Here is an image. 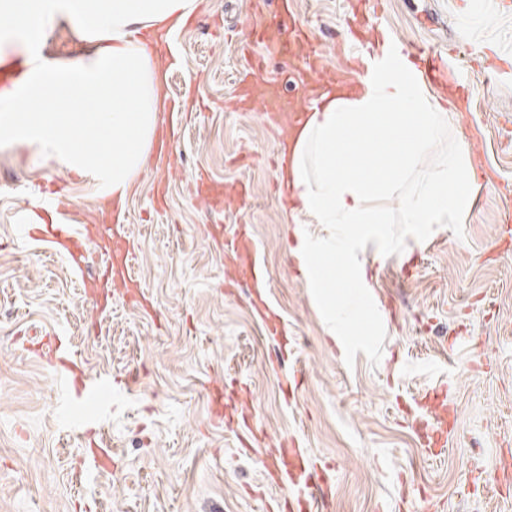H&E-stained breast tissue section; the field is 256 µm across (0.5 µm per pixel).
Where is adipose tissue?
I'll return each instance as SVG.
<instances>
[{"mask_svg":"<svg viewBox=\"0 0 512 512\" xmlns=\"http://www.w3.org/2000/svg\"><path fill=\"white\" fill-rule=\"evenodd\" d=\"M194 8L195 0H0V41L22 46L16 58L0 54L15 76L0 89V150L35 148L125 202L149 159L161 103L159 65L140 34L179 27ZM60 26L83 43L67 60L45 51ZM89 99L96 111H74ZM446 129V109L417 71L380 59L358 85L324 93L281 149L277 174L292 218L327 227L300 250L328 316L336 314L337 255L353 254L383 225L443 224L464 208L470 149L445 140ZM442 143L443 164L425 168ZM370 152L381 165L361 164Z\"/></svg>","mask_w":512,"mask_h":512,"instance_id":"1","label":"adipose tissue"}]
</instances>
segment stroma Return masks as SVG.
<instances>
[{
    "label": "stroma",
    "mask_w": 512,
    "mask_h": 512,
    "mask_svg": "<svg viewBox=\"0 0 512 512\" xmlns=\"http://www.w3.org/2000/svg\"><path fill=\"white\" fill-rule=\"evenodd\" d=\"M246 0H196L179 35L186 68L166 92L195 101L167 152L152 148L125 202L146 297L115 295L106 312L81 282L111 275L110 232L72 272L23 234L43 196L57 223L80 228L108 205L62 163L0 150V512H285L284 489L264 471L295 441L318 477L328 512H512V248L496 242L512 210V83L481 91L477 62L512 54V12L496 0H387L386 31L437 48L478 90L469 113L471 158L488 187L446 224H391L386 247L358 257L367 287L339 289L346 343L328 334L323 306L292 254L291 205L278 191L279 135L234 112L245 64ZM348 0H299L296 22L322 43L327 70ZM233 191L243 207L208 210L194 176ZM250 226L266 282L271 335L237 279L224 237ZM69 337L88 377H111L96 402L63 389L28 340ZM103 440L112 467L83 454Z\"/></svg>",
    "instance_id": "stroma-1"
}]
</instances>
